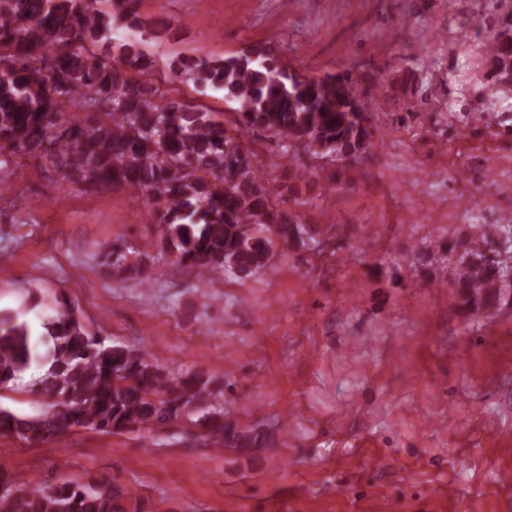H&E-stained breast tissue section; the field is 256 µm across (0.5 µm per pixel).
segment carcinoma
Masks as SVG:
<instances>
[{"instance_id": "cac0c4a2", "label": "carcinoma", "mask_w": 512, "mask_h": 512, "mask_svg": "<svg viewBox=\"0 0 512 512\" xmlns=\"http://www.w3.org/2000/svg\"><path fill=\"white\" fill-rule=\"evenodd\" d=\"M132 0H0V183L12 157H41L63 180L85 189H130L145 197L173 264L198 276L222 270L248 279L304 243L307 229L267 184L302 149L315 157L361 154L372 131L356 112L353 82L298 77L253 48L224 59H193L181 74L224 90L236 103L223 122L178 99L171 79L154 71L142 36L163 30L128 8ZM127 20L120 57L105 52L113 24ZM489 51L512 65V44ZM263 132L278 141L262 164L241 141ZM495 240L483 225L448 254L464 304L490 317L512 301V225ZM151 255L133 261L109 247L101 266L124 281L149 280ZM43 342L31 345L19 312L0 314V389H13L36 363L35 392L50 409L37 417L0 408V433L42 442L79 428L103 434L187 421L214 447L247 456L267 445L257 426L241 427L224 408V385L204 371L174 374L144 349L112 347L88 332L65 296L47 317ZM121 485L25 480L0 468V512H142Z\"/></svg>"}]
</instances>
